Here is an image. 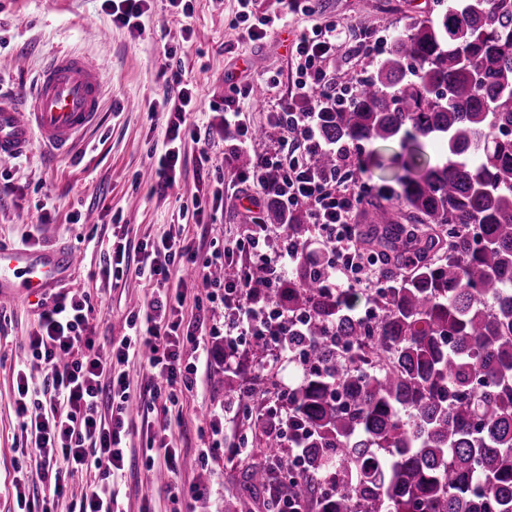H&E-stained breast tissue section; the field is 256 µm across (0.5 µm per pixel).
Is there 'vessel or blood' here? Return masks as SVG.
<instances>
[{"label":"vessel or blood","mask_w":512,"mask_h":512,"mask_svg":"<svg viewBox=\"0 0 512 512\" xmlns=\"http://www.w3.org/2000/svg\"><path fill=\"white\" fill-rule=\"evenodd\" d=\"M102 92L96 61L70 51L53 54L31 90L0 96V160L22 156L37 141L69 151L97 121ZM80 261L73 249L0 242V301L46 298Z\"/></svg>","instance_id":"1"}]
</instances>
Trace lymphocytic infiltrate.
<instances>
[{
  "mask_svg": "<svg viewBox=\"0 0 512 512\" xmlns=\"http://www.w3.org/2000/svg\"><path fill=\"white\" fill-rule=\"evenodd\" d=\"M344 46L339 27L328 24L296 34L291 53L295 57L297 78L294 95L299 106H285L274 116L281 140L297 144L300 153L282 161L279 154L261 155L247 179L258 198H275L288 211L305 210L309 222L322 238L332 257L322 270L327 279L351 295L377 287L378 282L358 246L352 219L366 184L354 176L355 149L334 146L336 169L328 175L309 168L306 157L319 149L317 117L330 106H343L359 92L363 77L353 74L346 82L330 81L325 63ZM176 102L168 126L169 144L155 162L159 188L175 181L174 173L181 157L174 144L181 137H198L200 128L188 115L192 93L180 73H172ZM278 165L283 177L278 185L265 180L266 168ZM129 244H117L102 273L115 279L128 274L148 278L152 296L142 313L127 320L128 334L112 346L110 360L95 353L88 296L67 292L55 294L41 305L36 330L28 338L33 357L50 368L39 388L28 381L18 386L16 413L29 429L38 451L37 470L43 481L53 484L54 495L65 492L58 482L60 469L70 474L93 471L97 488L86 494L79 512H123L112 479L125 466L122 442L129 434L131 419L126 392L130 387L125 366L132 359H146L153 381L140 394L141 401L153 405L158 399L174 400L178 390L192 388L197 382L196 362L183 357L185 346L204 354L207 329L203 320L184 323L181 309L184 296L170 289L175 272L194 269L203 285L221 290L225 309L231 313L233 334L224 337V364L232 366L237 353L236 335L264 339L271 350L284 351L288 334V313L276 296L254 293L250 287V268L240 266L235 280L221 282L211 270L233 263L232 254L217 250L206 259L183 242L162 238L151 245H139L137 263L129 261ZM286 351V350H285Z\"/></svg>",
  "mask_w": 512,
  "mask_h": 512,
  "instance_id": "1",
  "label": "lymphocytic infiltrate"
}]
</instances>
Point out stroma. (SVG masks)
<instances>
[{
	"label": "stroma",
	"mask_w": 512,
	"mask_h": 512,
	"mask_svg": "<svg viewBox=\"0 0 512 512\" xmlns=\"http://www.w3.org/2000/svg\"><path fill=\"white\" fill-rule=\"evenodd\" d=\"M448 9V0H314L306 14H286L283 0H253L254 18L285 17L283 28L258 41L242 39L236 0H195L188 22L170 17L166 0H153L142 33L112 23L102 0H0V94L32 87L44 56L66 50L89 56L101 67L103 97L97 122L83 135L77 150L60 156L41 143L20 158L0 162V241L35 247H71L83 255L64 288L89 296L93 307L95 350L108 357L113 341L126 332V319L150 300L151 284L128 275L118 282L102 279L103 250L113 234L127 235L132 244L173 235L190 242L200 257L237 240L259 221V206L244 198L248 184L239 173L257 158L277 149L278 131L272 115L290 102L297 63L290 53L295 33L314 25L341 23L354 31L371 28L395 35L411 23L433 20ZM191 39H184V27ZM181 69L201 112L200 140L183 139L181 167L172 188H154L147 178L152 155L167 142L171 70ZM238 111L240 124L227 127L223 114ZM252 131L243 142L242 130ZM203 218H196V210ZM50 221L38 223L42 211ZM182 313L185 320L204 318L223 326L224 306L211 299L201 282L188 283ZM38 306L0 303V512H19L14 480L22 478L38 495L52 490L37 476V451L15 412L18 370L38 382L47 373L33 358L26 338L38 323ZM213 354L199 364L197 382L178 395L177 404L158 400L151 409L138 406L139 394L152 375L144 362L128 365L129 401L134 424L123 442L124 471L114 489L125 512H173L163 483L148 473L150 454L142 423L172 436L189 466L175 483L204 491L202 512H224L228 501L249 500L254 512H266V493L246 483L240 458L264 461L255 431L245 422L238 390L224 384V340L209 337ZM236 377L249 382L274 376L279 395L252 400L266 429L278 421L271 414L282 404L281 393L296 384V370L287 359L252 360L247 343H239ZM223 432L213 437V422Z\"/></svg>",
	"instance_id": "35a3bbf8"
}]
</instances>
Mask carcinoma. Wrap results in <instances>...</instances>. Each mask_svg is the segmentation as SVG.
<instances>
[{
  "label": "carcinoma",
  "instance_id": "carcinoma-1",
  "mask_svg": "<svg viewBox=\"0 0 512 512\" xmlns=\"http://www.w3.org/2000/svg\"><path fill=\"white\" fill-rule=\"evenodd\" d=\"M318 129L328 143L402 149L397 187L362 202L357 228L382 266L376 314L357 317L299 259L277 293L300 321L288 347L305 350L288 393L305 468L264 431L274 466L247 456L243 474L317 512H512V0H455L398 33ZM311 162L336 170L331 151ZM308 220L273 202L264 215L304 251ZM251 288L269 291L264 267Z\"/></svg>",
  "mask_w": 512,
  "mask_h": 512
}]
</instances>
